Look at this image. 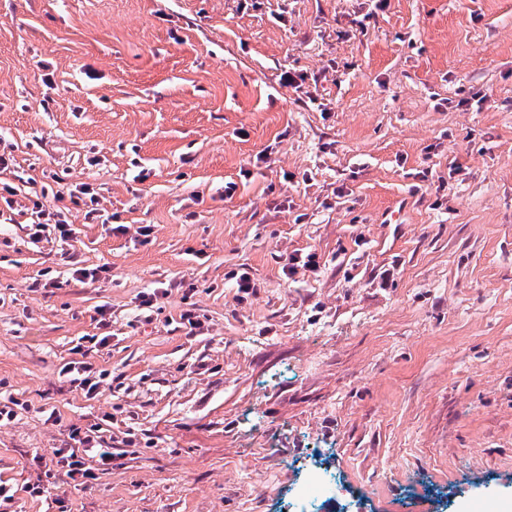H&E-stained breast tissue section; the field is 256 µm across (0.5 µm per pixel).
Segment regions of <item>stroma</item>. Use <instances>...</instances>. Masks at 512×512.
I'll return each mask as SVG.
<instances>
[{"label": "stroma", "mask_w": 512, "mask_h": 512, "mask_svg": "<svg viewBox=\"0 0 512 512\" xmlns=\"http://www.w3.org/2000/svg\"><path fill=\"white\" fill-rule=\"evenodd\" d=\"M255 2L0 0V141L127 227L0 216L9 512H285L313 470L319 512H512V0ZM288 70L325 72L317 104ZM75 427L112 451L81 485L52 460ZM73 363L74 366H72ZM76 364H80V366L76 367ZM62 372L73 374L70 382L76 389L83 391L86 397L94 398L99 393L98 388L103 374L99 373L97 376V371L94 370L91 364L69 362L64 365Z\"/></svg>", "instance_id": "35a3bbf8"}]
</instances>
